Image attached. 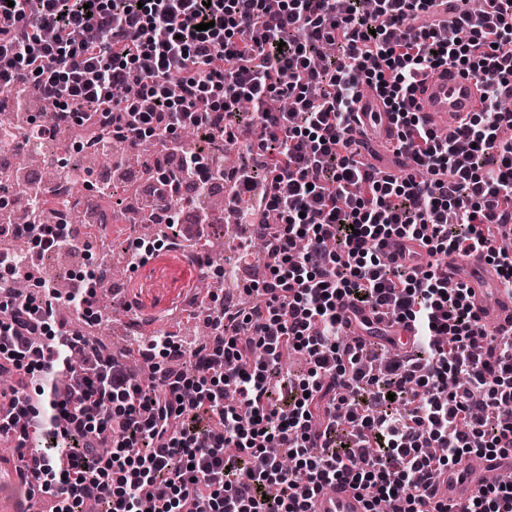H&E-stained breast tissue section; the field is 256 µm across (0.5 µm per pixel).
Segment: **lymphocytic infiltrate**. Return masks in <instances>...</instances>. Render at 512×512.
Returning <instances> with one entry per match:
<instances>
[{
	"label": "lymphocytic infiltrate",
	"mask_w": 512,
	"mask_h": 512,
	"mask_svg": "<svg viewBox=\"0 0 512 512\" xmlns=\"http://www.w3.org/2000/svg\"><path fill=\"white\" fill-rule=\"evenodd\" d=\"M444 67L482 92L445 139L411 109ZM364 87L411 174L360 160ZM0 88L50 102L35 135L79 127L102 149L178 147L203 127L158 176L153 216L180 223L182 186L224 180L239 246L262 240L268 270L242 286L260 304L208 311V366L155 336L136 382L58 323L63 296L33 254L0 251V375L14 379L0 439L50 512H310L339 482L369 512H422L437 471L512 453V334L486 335L465 288L435 273L439 256L478 255L512 291L497 246L512 237V0H0ZM275 96L288 108L269 110ZM248 129L253 166L208 159ZM401 239L422 254L388 258ZM95 296L85 280L63 298L88 314ZM288 349L301 378L283 372Z\"/></svg>",
	"instance_id": "1"
}]
</instances>
